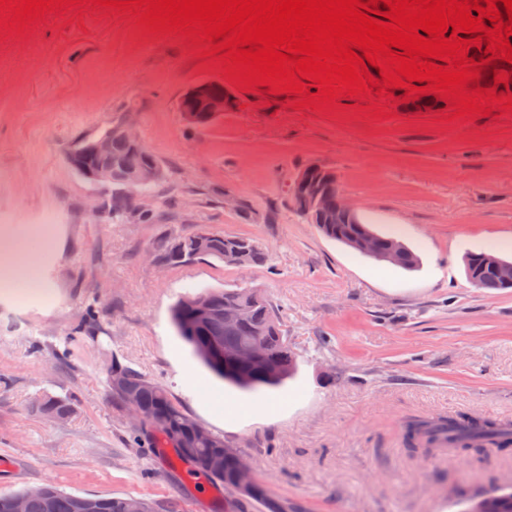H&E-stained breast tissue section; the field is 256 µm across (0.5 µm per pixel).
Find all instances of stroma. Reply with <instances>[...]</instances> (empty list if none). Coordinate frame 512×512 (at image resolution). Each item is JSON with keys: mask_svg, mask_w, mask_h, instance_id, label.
Returning a JSON list of instances; mask_svg holds the SVG:
<instances>
[{"mask_svg": "<svg viewBox=\"0 0 512 512\" xmlns=\"http://www.w3.org/2000/svg\"><path fill=\"white\" fill-rule=\"evenodd\" d=\"M220 76L180 37L143 35L101 6L45 13L0 41V215L58 218L53 243L33 245L50 300L0 297V493L50 481L227 512L223 487L134 441L106 385L115 359L243 449L295 512H459L458 501L512 490V450L425 456L403 439L413 417L512 423V288L474 287L463 264L471 251L512 255V111L453 120L452 105L416 112L397 89L373 96L386 110L374 119L297 110L263 86L240 94L239 111L190 126L182 96ZM126 121L164 170L151 224L97 222L111 188L66 162L78 139ZM315 161L365 223L418 254L417 270L360 256L298 215L289 187ZM202 229L254 238L268 264L152 257ZM244 287L283 314L298 369L280 388L224 385L170 321L186 292ZM42 395L75 398L74 415L32 414Z\"/></svg>", "mask_w": 512, "mask_h": 512, "instance_id": "1", "label": "stroma"}]
</instances>
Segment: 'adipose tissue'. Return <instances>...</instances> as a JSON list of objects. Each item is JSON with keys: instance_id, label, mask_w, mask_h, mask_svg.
I'll return each mask as SVG.
<instances>
[{"instance_id": "1", "label": "adipose tissue", "mask_w": 512, "mask_h": 512, "mask_svg": "<svg viewBox=\"0 0 512 512\" xmlns=\"http://www.w3.org/2000/svg\"><path fill=\"white\" fill-rule=\"evenodd\" d=\"M27 236V227L19 225L0 244V268L5 271L4 276L0 277L1 293L10 294L18 289L37 296L49 293L37 258L23 244Z\"/></svg>"}]
</instances>
